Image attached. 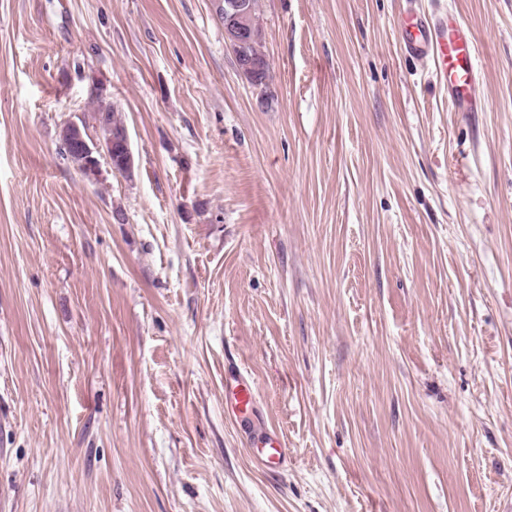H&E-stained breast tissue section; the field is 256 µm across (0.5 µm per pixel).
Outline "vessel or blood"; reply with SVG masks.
<instances>
[{
  "label": "vessel or blood",
  "instance_id": "b4317fda",
  "mask_svg": "<svg viewBox=\"0 0 512 512\" xmlns=\"http://www.w3.org/2000/svg\"><path fill=\"white\" fill-rule=\"evenodd\" d=\"M399 37L407 57L433 61L437 80L448 90L455 111L481 112L486 102L479 92L478 41L459 14L452 11L425 17L405 12L399 20ZM224 395L234 418L250 421L255 385L238 369L224 372ZM255 460L273 470L288 458L286 443L277 434L257 430Z\"/></svg>",
  "mask_w": 512,
  "mask_h": 512
}]
</instances>
